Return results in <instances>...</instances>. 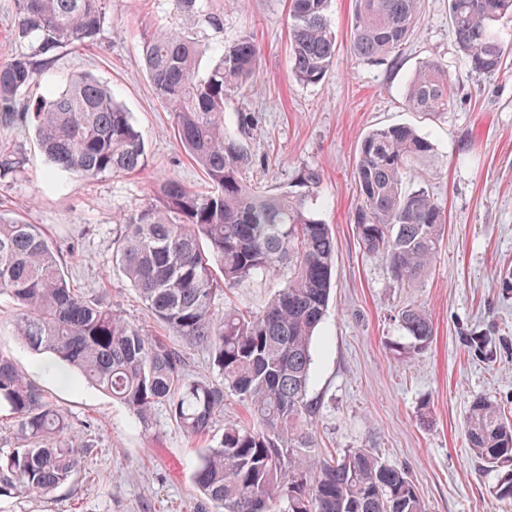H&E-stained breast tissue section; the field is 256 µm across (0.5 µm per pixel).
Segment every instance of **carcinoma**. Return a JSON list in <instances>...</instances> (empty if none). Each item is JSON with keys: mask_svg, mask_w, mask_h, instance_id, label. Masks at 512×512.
<instances>
[{"mask_svg": "<svg viewBox=\"0 0 512 512\" xmlns=\"http://www.w3.org/2000/svg\"><path fill=\"white\" fill-rule=\"evenodd\" d=\"M213 29L224 15L208 0H175ZM330 0H289V59L294 78L317 84L336 57ZM109 0H15V41L25 49L0 63V125H35L50 163L47 176L96 180L140 172L148 165L141 131L112 87L83 75L30 104L27 91L51 70L50 54L94 39ZM512 16V0H448L455 43L483 74L512 55L496 23ZM419 0H356L350 54L374 60L395 52L419 22ZM213 55L200 71V60ZM142 57L149 82L169 112L177 141L200 167L209 191L162 180L151 201L119 217L112 258L141 300L187 348L202 347L217 377H194L184 350L153 338L112 307L70 286L60 246L39 224L0 214V298L17 310L13 333L63 363L126 407L147 426L163 406L190 438L210 437L231 392L246 409L224 424L219 442L198 450L192 481L218 512H425L408 473L368 448L325 454L309 398L312 342L327 311L336 243L311 207L321 171L304 168L287 189L258 192L242 174L250 164L242 136L251 118L224 121V99L258 71L260 49L245 33L231 45L200 43L189 31L147 32ZM452 81L446 64L424 62L405 86L414 112L448 109ZM435 156L415 129L375 128L362 139L354 172L355 228L369 255L385 258L404 284L427 271L443 229L441 207L408 182L412 167ZM23 161L0 155V176ZM288 269V278L256 315L224 306V290L261 274ZM412 351L433 336L427 313L398 311ZM13 416L23 446L0 456V496L47 493L85 467L66 412L12 360L0 353V408ZM469 448L481 471L498 474L496 497L512 499V416L488 397L472 400L465 421Z\"/></svg>", "mask_w": 512, "mask_h": 512, "instance_id": "carcinoma-1", "label": "carcinoma"}]
</instances>
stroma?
Returning <instances> with one entry per match:
<instances>
[{"label":"stroma","instance_id":"obj_1","mask_svg":"<svg viewBox=\"0 0 512 512\" xmlns=\"http://www.w3.org/2000/svg\"><path fill=\"white\" fill-rule=\"evenodd\" d=\"M210 4L224 14L222 31L188 17L174 0H110L93 42L56 50L52 75L31 100L48 97L68 76L99 78L141 130L149 164L133 174L95 181L61 175L48 184L49 163L33 126L0 125V153L24 161L22 175L0 178V209L45 226L63 248L73 287L102 298L148 335L168 338L112 261L115 220L147 203L160 180L198 189L204 176L147 80L142 36L159 26L228 45L253 34L260 71L224 102L228 126L238 113L253 116L245 176L252 185L284 189L300 169H320L316 212L336 241L330 301L313 343L310 395L318 403L321 447L369 448L405 469L426 512H512V501L493 492L495 475L479 471L465 436L475 396L512 408V287L504 283L512 273V57L499 73L473 72L455 44L448 0H420V21L400 50L359 61L350 54L355 2L331 0L336 59L323 81L305 85L290 72L286 0ZM431 59L447 64L454 95L447 111H409L405 82ZM397 124L432 141L434 162L415 167L409 181L429 191L446 220L428 272L410 284L394 282L383 258L364 253L354 224L360 142L371 129ZM285 278L281 272L240 282L224 301L259 313ZM409 304L426 311L434 336L404 360L397 349L408 337L396 316ZM12 320V310L0 308V353L68 414L87 447V467L46 495L0 496V512H199L202 497L191 472L200 441L188 438L165 409L146 428L77 374L59 383L43 369V356L15 338ZM471 335L490 340L493 362L469 352Z\"/></svg>","mask_w":512,"mask_h":512}]
</instances>
